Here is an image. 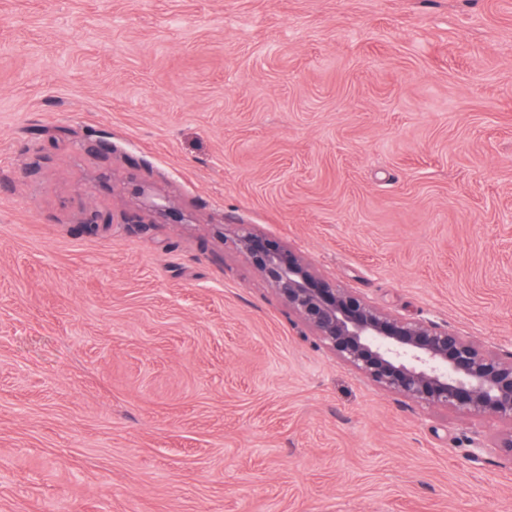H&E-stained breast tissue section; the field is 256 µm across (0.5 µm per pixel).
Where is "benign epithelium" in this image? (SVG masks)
Returning a JSON list of instances; mask_svg holds the SVG:
<instances>
[{
	"label": "benign epithelium",
	"instance_id": "obj_1",
	"mask_svg": "<svg viewBox=\"0 0 512 512\" xmlns=\"http://www.w3.org/2000/svg\"><path fill=\"white\" fill-rule=\"evenodd\" d=\"M136 193L158 217L184 220L169 200L141 188ZM237 246L298 321L379 390L508 425L490 444L475 433L472 455L494 454L512 467V352H491L443 322L382 309L317 274L296 251L267 236L244 230Z\"/></svg>",
	"mask_w": 512,
	"mask_h": 512
}]
</instances>
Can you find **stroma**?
I'll use <instances>...</instances> for the list:
<instances>
[{"label":"stroma","instance_id":"stroma-1","mask_svg":"<svg viewBox=\"0 0 512 512\" xmlns=\"http://www.w3.org/2000/svg\"><path fill=\"white\" fill-rule=\"evenodd\" d=\"M241 226L512 351V0H0V512H512ZM136 193L145 197L147 209L159 218L172 221L175 224L182 223L185 219L182 212L169 200L147 194L142 188H136Z\"/></svg>","mask_w":512,"mask_h":512}]
</instances>
